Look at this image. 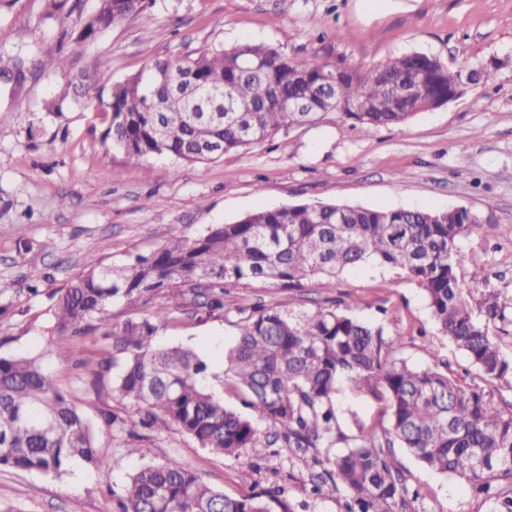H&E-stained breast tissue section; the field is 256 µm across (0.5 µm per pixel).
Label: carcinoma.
Listing matches in <instances>:
<instances>
[{
    "label": "carcinoma",
    "mask_w": 512,
    "mask_h": 512,
    "mask_svg": "<svg viewBox=\"0 0 512 512\" xmlns=\"http://www.w3.org/2000/svg\"><path fill=\"white\" fill-rule=\"evenodd\" d=\"M142 0H98L82 29L95 37ZM185 79L174 91V80ZM91 76L71 83L73 95L108 117L104 141L139 165L157 156L209 161L259 145L280 131L337 112L369 133L401 125L461 95L465 75L439 58L413 52L361 69L290 57L267 43L247 42L197 54L154 59L140 73L96 90ZM224 98L223 118L195 103L191 84ZM464 209L423 211L336 204H298L212 224L198 238L175 236L123 265L83 258L85 272L58 291L51 334L57 342L99 337L100 378L132 402L139 425L173 429L230 458L249 448L273 456L289 448L305 459L308 493L343 490V512H413L420 493L394 457L403 448L427 467L466 479L491 512H512V407L478 386L461 383L435 355L418 369L396 357L402 337L384 324L348 313L341 299L292 318L258 306L239 323L224 353L223 375L194 349L158 347L171 315L192 306L209 317L224 309V288L242 281L300 288L313 278L379 265L413 282L428 301L437 331L469 358L482 379L512 380V360L490 332L512 326V294L461 287L459 243L473 228ZM162 298L139 320L112 325L119 298ZM240 403L271 423L261 432L224 405V380ZM369 391L389 411L387 422L345 430L336 413L338 385ZM129 454L144 459L151 442L134 429ZM339 448L336 454L331 449ZM81 460L94 466L95 433L79 407L35 358L0 357V467L61 475ZM284 488L230 497L185 464L170 460L135 471L119 512H293Z\"/></svg>",
    "instance_id": "cac0c4a2"
}]
</instances>
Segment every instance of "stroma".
Returning a JSON list of instances; mask_svg holds the SVG:
<instances>
[{"instance_id": "stroma-1", "label": "stroma", "mask_w": 512, "mask_h": 512, "mask_svg": "<svg viewBox=\"0 0 512 512\" xmlns=\"http://www.w3.org/2000/svg\"><path fill=\"white\" fill-rule=\"evenodd\" d=\"M95 0L51 10L50 0H0V55L26 61L20 89L0 80V356L41 360L80 407L97 439L99 465L74 461L62 475L0 469V512H112L129 477L143 462L177 460L231 497L285 486L295 512H340L342 494L307 493L308 470L287 456L265 459L253 448L240 459L201 447L177 431L152 436L149 460L127 455L126 434H109L103 414L138 421L136 407L111 382L89 384L99 358L93 340L83 354L53 342L54 293L91 255L105 265L147 254L171 236L193 239L213 224L293 204H344L442 211L465 207L480 219L512 226V0H150L146 10L103 31L89 46L62 40L81 26ZM265 42L291 56L367 67L412 52L449 67L489 71L457 99L403 125L365 133L341 114L280 132L265 143L187 164L172 157L129 164L104 143L101 113L73 101L44 111L72 77L109 64V81L142 71L149 60L214 47ZM69 54L68 72L39 61ZM458 276L472 286L491 281L512 293V236L472 230L460 243ZM391 271L366 267L337 277L281 288L251 282L227 289L224 313L197 321L177 315L159 332L158 346L181 344L221 367L241 319L253 306L311 314L340 297L360 319L385 321L402 336L398 353L424 369L435 356L457 375L477 379L468 357L437 334L426 299ZM340 422L348 431L378 423L386 407L352 383L339 386ZM395 458L426 512H489L459 478L424 467L404 449ZM107 467L109 481L99 469Z\"/></svg>"}]
</instances>
